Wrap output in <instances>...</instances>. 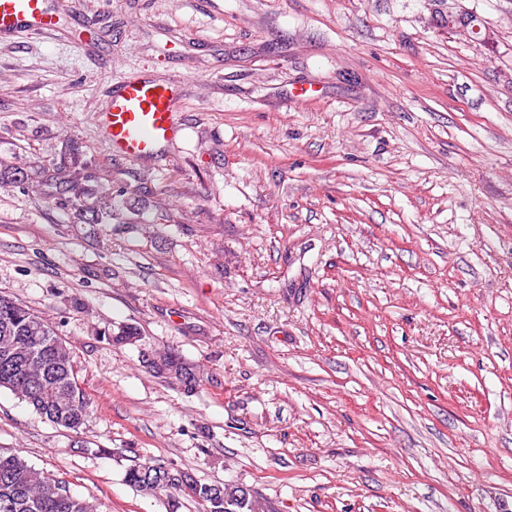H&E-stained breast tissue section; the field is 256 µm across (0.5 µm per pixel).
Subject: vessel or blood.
I'll return each instance as SVG.
<instances>
[{
	"instance_id": "vessel-or-blood-1",
	"label": "vessel or blood",
	"mask_w": 512,
	"mask_h": 512,
	"mask_svg": "<svg viewBox=\"0 0 512 512\" xmlns=\"http://www.w3.org/2000/svg\"><path fill=\"white\" fill-rule=\"evenodd\" d=\"M60 0H0V37L14 38L57 31ZM176 85L145 77L119 81L101 113V127L112 154L145 160L173 138Z\"/></svg>"
}]
</instances>
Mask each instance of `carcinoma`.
Here are the masks:
<instances>
[{"mask_svg": "<svg viewBox=\"0 0 512 512\" xmlns=\"http://www.w3.org/2000/svg\"><path fill=\"white\" fill-rule=\"evenodd\" d=\"M74 162L58 167L47 179L48 195L64 208L73 206L84 222L112 221V199L97 196L92 203L85 183L91 181L79 162L77 148H71ZM160 372L183 382L188 372L171 353L159 357ZM74 378L73 356L67 344L47 319L27 306L0 295V390L6 389L24 401L50 423L78 431L90 416V398L78 387L69 388ZM171 468L158 461L128 469L127 482L141 491L167 492L187 488L209 505V512H254L253 499H236L237 490L202 484L191 474L170 481ZM0 512H97V505L71 494L55 492L46 474L35 469L18 452H0Z\"/></svg>", "mask_w": 512, "mask_h": 512, "instance_id": "cac0c4a2", "label": "carcinoma"}]
</instances>
